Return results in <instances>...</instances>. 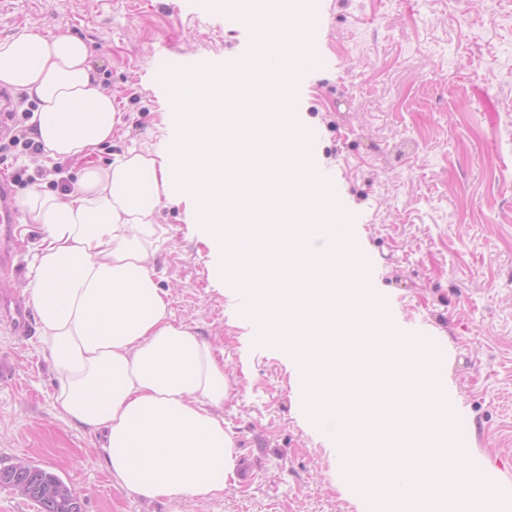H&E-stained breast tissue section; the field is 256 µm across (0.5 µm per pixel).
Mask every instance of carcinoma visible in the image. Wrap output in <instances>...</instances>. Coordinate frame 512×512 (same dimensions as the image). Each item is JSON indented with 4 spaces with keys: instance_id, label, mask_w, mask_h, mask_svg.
I'll return each instance as SVG.
<instances>
[{
    "instance_id": "cac0c4a2",
    "label": "carcinoma",
    "mask_w": 512,
    "mask_h": 512,
    "mask_svg": "<svg viewBox=\"0 0 512 512\" xmlns=\"http://www.w3.org/2000/svg\"><path fill=\"white\" fill-rule=\"evenodd\" d=\"M0 486L34 502L39 512H80L73 490L60 477L37 466L14 479L0 476Z\"/></svg>"
}]
</instances>
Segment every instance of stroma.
<instances>
[{"label":"stroma","instance_id":"stroma-1","mask_svg":"<svg viewBox=\"0 0 512 512\" xmlns=\"http://www.w3.org/2000/svg\"><path fill=\"white\" fill-rule=\"evenodd\" d=\"M310 39L334 64L310 70L293 113L307 162L336 178L360 219L402 326L433 337L448 398L470 420V459L491 464L512 512V0H322ZM242 19L194 16L186 0H0V38L65 32L89 47L120 122L100 156L164 145L171 87L151 69L163 47L211 60L214 80L242 47ZM152 260L176 322L224 360V425L236 477L187 512H358L325 434L309 427L293 357L257 332L186 203H162ZM37 334L0 320V467L25 460L58 475L83 512H172L113 486L101 438L55 404Z\"/></svg>","mask_w":512,"mask_h":512}]
</instances>
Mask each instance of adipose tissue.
Masks as SVG:
<instances>
[{
	"label": "adipose tissue",
	"mask_w": 512,
	"mask_h": 512,
	"mask_svg": "<svg viewBox=\"0 0 512 512\" xmlns=\"http://www.w3.org/2000/svg\"><path fill=\"white\" fill-rule=\"evenodd\" d=\"M304 20L288 47L297 67L276 79L194 73L165 130L176 149L130 148L100 163L119 122L67 33L0 38V85L38 104L31 123L42 161L79 167L65 194L29 191L23 224L42 229L28 264V301L74 425L102 433L121 490L178 505L223 494L235 476L219 410L229 382L212 349L175 322L152 266L163 201L203 212L227 277L265 307L292 351L302 399L350 475L388 512H475L472 474L448 465L441 369L422 344L384 333L363 303L365 278L347 254L335 200L317 212L305 143L279 94L306 64ZM404 448L417 482L394 485L383 454Z\"/></svg>",
	"instance_id": "adipose-tissue-1"
}]
</instances>
